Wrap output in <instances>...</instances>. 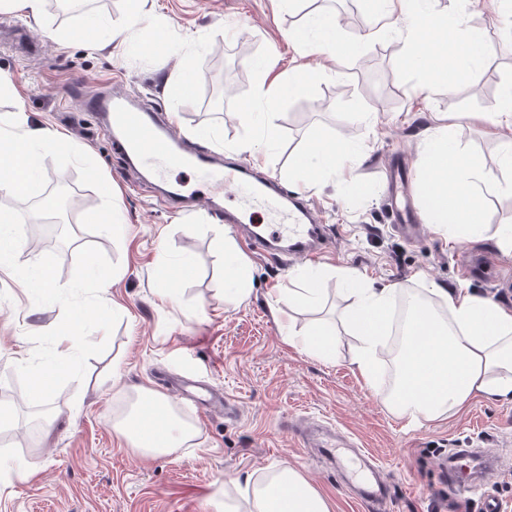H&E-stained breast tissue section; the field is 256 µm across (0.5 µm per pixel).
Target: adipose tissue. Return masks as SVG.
Wrapping results in <instances>:
<instances>
[{"instance_id":"adipose-tissue-1","label":"adipose tissue","mask_w":512,"mask_h":512,"mask_svg":"<svg viewBox=\"0 0 512 512\" xmlns=\"http://www.w3.org/2000/svg\"><path fill=\"white\" fill-rule=\"evenodd\" d=\"M369 6L381 21L379 34L392 33L398 21H406V43L424 85L454 84L456 74L480 65L492 52L483 30L464 28L462 18L443 15L432 0H369ZM299 37L313 52L340 59L360 55L367 43L363 36L346 37L332 14L313 16ZM309 87L307 76L297 72L287 81L258 88L248 115L262 118L263 145H273L279 138L273 118L282 101L307 94ZM433 120L419 162L427 223L438 229L454 225L462 232L476 231L512 251V232L484 223L481 190L482 183L493 179L495 169L512 168V85L504 89L495 112L485 118L502 139L503 153L495 167L467 163L448 139L445 115L435 114ZM64 139L58 130L30 127L25 112H14L0 142L17 146L20 155L0 156V194L30 195L43 156ZM359 160L360 152L351 143L321 141L297 157L295 168L308 183L325 177L349 183ZM217 249L224 256V278L233 299H246L252 267L228 230L218 232ZM335 277L344 282L354 303L344 310L340 325L319 320L295 340L304 352L331 362L339 333H346L357 342L352 365L366 380H374L377 353L393 314L394 290L368 287L343 271ZM434 294L448 318L442 321L427 308H414L405 323L396 388L388 398L391 411L413 425L455 415L481 396L512 399V311L457 289L438 288ZM112 429L147 456L172 452L196 435L193 426L176 418L164 395L148 389L137 391L131 410L115 418ZM250 512H333V504L300 471L285 465L270 483L254 486Z\"/></svg>"}]
</instances>
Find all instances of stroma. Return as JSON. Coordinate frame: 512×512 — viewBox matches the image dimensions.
<instances>
[{
  "label": "stroma",
  "instance_id": "stroma-1",
  "mask_svg": "<svg viewBox=\"0 0 512 512\" xmlns=\"http://www.w3.org/2000/svg\"><path fill=\"white\" fill-rule=\"evenodd\" d=\"M314 2L148 0L146 19L163 15L170 22L159 52L131 40L114 44L112 30L124 24L128 0H103L95 28L85 26L84 13L58 11L55 0H44L38 22L0 11V78L9 83L0 93V129L21 109L30 126L66 134L70 147L43 157L37 182L44 191L67 184L78 228L39 241L35 224H24L25 248L16 249L11 272L0 271V409L11 415L0 424V512H224L225 504L243 503L247 483L265 482L285 464L324 491L334 512H448L450 502L465 498L471 512H482L489 496L512 512L511 402L481 397L458 415L409 426L385 405L394 381L389 364L380 363L369 382L351 367L349 337H342L332 363L289 344L285 323L301 331L349 305L336 282L314 309L291 310L278 300L281 289L297 287L304 271L319 267L347 271L374 288L393 285L401 294L462 288L512 310V254L494 240L457 239L429 224L418 242L409 241L393 228L382 182L389 161L416 169L436 113L447 115L449 138L473 163H494L501 143L486 133L483 115L512 84V22L491 23L487 0L468 5L469 25L487 29L495 54L454 88H425L401 38L375 39L362 57L340 62L293 40L292 31L317 14ZM272 52L277 66L261 73L257 61ZM192 58L195 88L185 94L167 77ZM298 70L313 73L314 81L307 95L281 103L274 116L278 143L255 154L239 150L241 140L256 136L242 114L260 80L275 82ZM107 85L136 105L172 115L191 147L216 153L222 163L259 166L291 190L297 155L317 140L351 138L365 156L354 168L358 191L337 179L304 190L320 209L328 253L299 263L284 253L258 254L245 237L253 226L275 227L282 216L239 192L208 189L193 166L146 178L116 149L100 114L84 106ZM104 181L126 226L119 238L84 221L86 212L105 206ZM165 187L187 197L211 190L212 203L172 207L161 199ZM228 211L236 224L225 225ZM187 224L193 232H184ZM223 225L243 243L253 269L251 294L239 304L224 298V259L214 242ZM468 253L486 257L484 278L461 277ZM90 257L122 272L105 293L67 288L58 299L22 280L47 265L71 274ZM184 258L195 274L177 288L183 306L177 313L161 298L169 285L164 270ZM95 300L103 321L79 329L78 369L50 380L57 420L42 426L34 420L28 378L17 368L51 372L65 304ZM169 377L222 387L237 417L202 418L170 396L177 415L199 434L172 453L141 455L112 421L129 410L138 388L165 392ZM458 448L497 456L499 467L486 481L463 474L459 486H449L443 469ZM370 454L390 484L378 507L356 493V471Z\"/></svg>",
  "mask_w": 512,
  "mask_h": 512
}]
</instances>
